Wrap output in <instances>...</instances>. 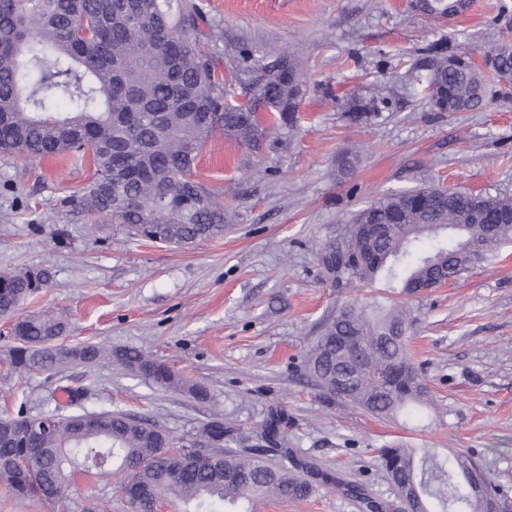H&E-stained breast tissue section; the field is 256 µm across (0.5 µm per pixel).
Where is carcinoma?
<instances>
[{"mask_svg":"<svg viewBox=\"0 0 512 512\" xmlns=\"http://www.w3.org/2000/svg\"><path fill=\"white\" fill-rule=\"evenodd\" d=\"M427 15L453 16L467 0H414ZM207 12L200 0H0V153L38 158L70 154L87 159L94 178L64 206L124 226L128 236L186 247L224 236V191L193 178L202 145L221 133L260 149L268 128L297 127L306 87L291 55L262 62L251 56L235 73L248 77L251 105L224 100L218 63L200 48ZM424 91L437 112L487 104L488 78L512 88V41L498 42L476 66L437 45ZM58 91L49 98L45 91ZM379 96H352L345 117L367 125L379 116ZM359 224L387 229L363 252ZM512 243V196L474 194L437 186L386 193L354 213L340 241L323 249L325 271L349 288L385 282L411 293L460 278L503 244ZM45 269L0 274V316H14L26 298L49 287ZM412 319L404 306L347 305L325 318L310 341L306 375L328 405L420 422L430 405L422 369L410 357ZM60 321L19 317L9 366L21 373L52 372L70 364L117 362L156 386L205 397L167 365L136 351L92 343H58ZM349 336L345 345L337 337ZM285 410L270 411L255 432L266 458L233 448L231 429L209 421L183 438L187 457L150 420L93 411L0 417V484L16 496L47 503L69 495L76 471L111 477L120 489L139 488L132 512H158L170 501L181 512H252L258 499L301 502L314 492V467L285 448ZM385 478L407 512H492L499 505L482 464L470 455L435 448L376 449ZM324 482L367 512L390 504L339 476Z\"/></svg>","mask_w":512,"mask_h":512,"instance_id":"cac0c4a2","label":"carcinoma"}]
</instances>
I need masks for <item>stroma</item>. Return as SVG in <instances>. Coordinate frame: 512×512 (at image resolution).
Returning <instances> with one entry per match:
<instances>
[{
  "label": "stroma",
  "instance_id": "1",
  "mask_svg": "<svg viewBox=\"0 0 512 512\" xmlns=\"http://www.w3.org/2000/svg\"><path fill=\"white\" fill-rule=\"evenodd\" d=\"M216 37L200 47L223 73L242 53L293 54L309 92L294 134L272 131L255 152L217 136L203 146L199 179L224 190L231 221L220 238L177 248L125 236L62 198L94 169L70 156L21 161L0 155V274L52 273L50 287L18 308L21 317L61 318L65 343L136 349L202 386L199 401L165 391L111 364H70L52 373L13 371L15 340L0 317V413L39 415L66 406L69 389L90 384V411H123L181 437L220 418L253 445L271 409L288 414V446L317 467L386 493L376 464L385 445L448 448L483 464L512 512V243L452 285L405 297L414 321L409 350L432 409L426 427L325 404L303 375L309 339L325 315L366 300L368 288H335L319 262L354 212L391 191L449 185L512 196V98L488 80V107L437 112L415 72L427 48L470 52L512 37L501 14L512 0H471L445 21L408 0H205ZM384 97L378 117H343L354 95ZM353 152L351 174L337 158ZM68 499L18 498L0 485V512H131L113 481L75 473ZM266 512H360L321 484L304 502L270 501Z\"/></svg>",
  "mask_w": 512,
  "mask_h": 512
}]
</instances>
